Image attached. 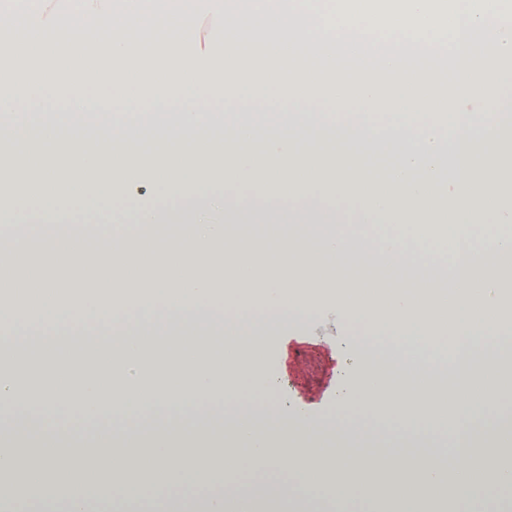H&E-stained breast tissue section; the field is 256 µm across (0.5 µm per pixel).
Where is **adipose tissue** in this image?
Here are the masks:
<instances>
[{
    "mask_svg": "<svg viewBox=\"0 0 512 512\" xmlns=\"http://www.w3.org/2000/svg\"><path fill=\"white\" fill-rule=\"evenodd\" d=\"M203 15L224 31L206 45ZM441 86L335 73L330 0H0V507L505 512L470 495L512 489V234L492 222L512 95L435 112ZM137 169L177 208L135 192ZM91 176L128 223L33 222ZM326 305L352 332L324 348L329 407L294 404L289 430L245 396L299 375L290 348ZM71 410L112 427L75 441L53 420Z\"/></svg>",
    "mask_w": 512,
    "mask_h": 512,
    "instance_id": "1",
    "label": "adipose tissue"
}]
</instances>
